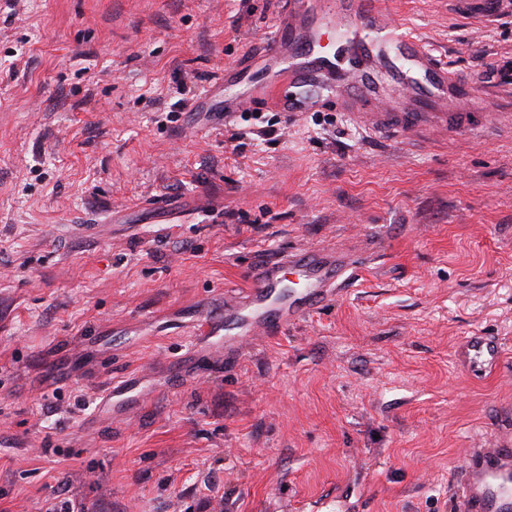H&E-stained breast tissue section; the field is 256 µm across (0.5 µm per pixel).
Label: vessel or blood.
I'll return each mask as SVG.
<instances>
[{"mask_svg": "<svg viewBox=\"0 0 512 512\" xmlns=\"http://www.w3.org/2000/svg\"><path fill=\"white\" fill-rule=\"evenodd\" d=\"M327 35L351 57V70L337 72L335 56L323 49ZM388 52L423 73L440 103L424 101L410 87L398 99L382 100L374 60ZM264 53L269 65L246 93L231 98L230 111L256 99L284 112L332 102L356 124L402 137L434 129L453 134L469 124L468 113L448 105L464 96V87L414 33L391 21L383 0H289L288 13L270 33ZM353 267L352 255L335 248L299 249L253 266L249 288L208 317L209 350L235 351L251 337L282 333L290 322L320 309ZM288 270L298 279L291 294L279 290ZM459 359L465 367L492 372L501 361V344L492 336L468 337ZM458 470L463 512H512L511 432L489 447L469 449Z\"/></svg>", "mask_w": 512, "mask_h": 512, "instance_id": "b4317fda", "label": "vessel or blood"}]
</instances>
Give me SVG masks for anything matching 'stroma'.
<instances>
[{
  "label": "stroma",
  "mask_w": 512,
  "mask_h": 512,
  "mask_svg": "<svg viewBox=\"0 0 512 512\" xmlns=\"http://www.w3.org/2000/svg\"><path fill=\"white\" fill-rule=\"evenodd\" d=\"M387 2L471 86L469 131L259 100L217 123L287 0H0V512H459V461L512 422V95L483 91L512 12ZM309 247L368 260L191 361L258 260ZM476 332L487 376L456 361ZM501 344L494 336H470L461 346L459 360L463 367L491 373L501 361Z\"/></svg>",
  "instance_id": "obj_1"
}]
</instances>
